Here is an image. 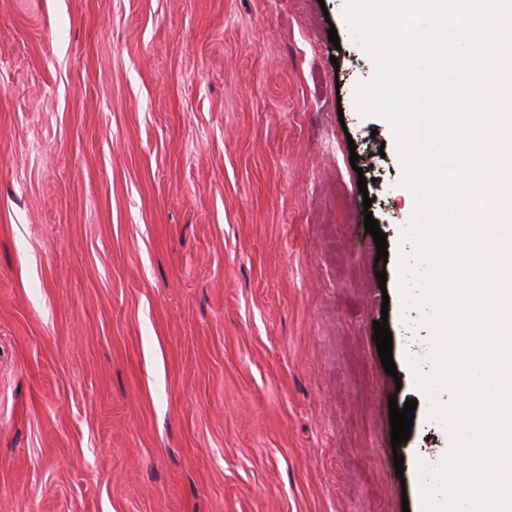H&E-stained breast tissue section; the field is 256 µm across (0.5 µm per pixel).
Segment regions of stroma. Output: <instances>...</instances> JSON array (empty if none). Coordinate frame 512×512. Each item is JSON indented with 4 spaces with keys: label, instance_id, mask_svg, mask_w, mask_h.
Instances as JSON below:
<instances>
[{
    "label": "stroma",
    "instance_id": "stroma-1",
    "mask_svg": "<svg viewBox=\"0 0 512 512\" xmlns=\"http://www.w3.org/2000/svg\"><path fill=\"white\" fill-rule=\"evenodd\" d=\"M345 8L0 0V512H419L393 457L450 440L391 445L432 328Z\"/></svg>",
    "mask_w": 512,
    "mask_h": 512
}]
</instances>
